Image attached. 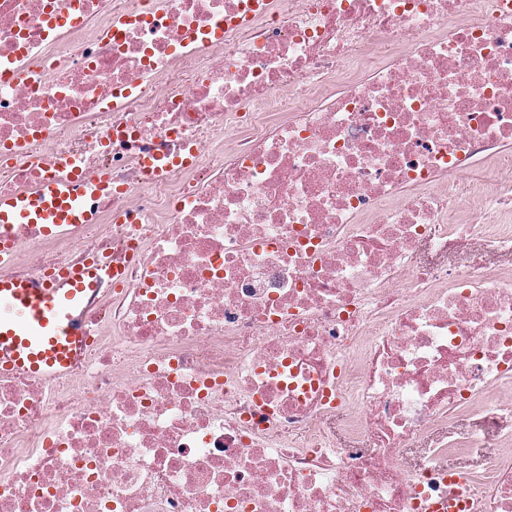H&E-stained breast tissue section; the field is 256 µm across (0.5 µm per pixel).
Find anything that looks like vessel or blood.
Returning a JSON list of instances; mask_svg holds the SVG:
<instances>
[{"mask_svg": "<svg viewBox=\"0 0 512 512\" xmlns=\"http://www.w3.org/2000/svg\"><path fill=\"white\" fill-rule=\"evenodd\" d=\"M108 176L80 172L42 179L29 193L0 195V230L11 224L40 225L45 237H62L97 223L96 200L110 194ZM118 268L97 261L71 265L39 278L0 279V375L28 374L52 382L71 371L83 350L82 319L103 279L121 280ZM457 497L450 512H463L472 474L449 467L444 473Z\"/></svg>", "mask_w": 512, "mask_h": 512, "instance_id": "obj_1", "label": "vessel or blood"}]
</instances>
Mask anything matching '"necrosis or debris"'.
Instances as JSON below:
<instances>
[{
	"label": "necrosis or debris",
	"instance_id": "obj_1",
	"mask_svg": "<svg viewBox=\"0 0 512 512\" xmlns=\"http://www.w3.org/2000/svg\"><path fill=\"white\" fill-rule=\"evenodd\" d=\"M74 161L97 223L9 271L126 275L0 376V512H428L512 423L503 0H0V193ZM476 473L512 512V436Z\"/></svg>",
	"mask_w": 512,
	"mask_h": 512
}]
</instances>
